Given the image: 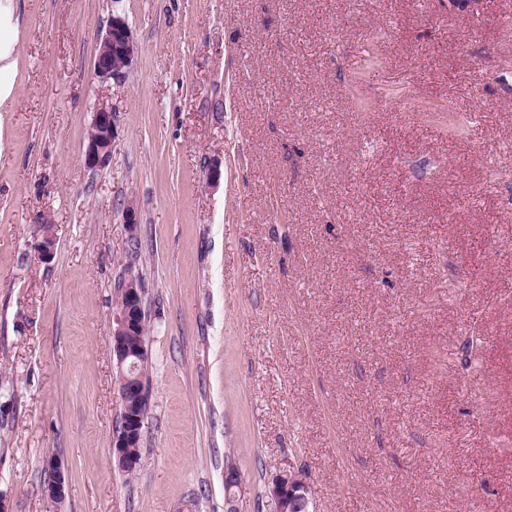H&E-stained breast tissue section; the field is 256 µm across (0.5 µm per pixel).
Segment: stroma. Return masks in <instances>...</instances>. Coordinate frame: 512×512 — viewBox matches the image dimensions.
Returning a JSON list of instances; mask_svg holds the SVG:
<instances>
[{"instance_id":"stroma-1","label":"stroma","mask_w":512,"mask_h":512,"mask_svg":"<svg viewBox=\"0 0 512 512\" xmlns=\"http://www.w3.org/2000/svg\"><path fill=\"white\" fill-rule=\"evenodd\" d=\"M18 10L21 100L0 112L7 512H225L229 458L240 512H273L289 467L315 512H512V0ZM116 14L138 44L119 84L93 74ZM104 98L112 159L92 169ZM130 272L150 361L132 478L112 456L107 339ZM115 119L111 107L104 103L98 104L89 128L85 150V164L89 168L103 167L110 162ZM45 467L51 474V480L46 490L47 499L56 507V510H58V507L61 506L66 497L64 467L60 460L52 457L46 461Z\"/></svg>"}]
</instances>
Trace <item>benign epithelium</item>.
<instances>
[{
  "label": "benign epithelium",
  "instance_id": "benign-epithelium-1",
  "mask_svg": "<svg viewBox=\"0 0 512 512\" xmlns=\"http://www.w3.org/2000/svg\"><path fill=\"white\" fill-rule=\"evenodd\" d=\"M137 53V43L126 21L115 15L101 36L94 60L93 74L102 82L125 80L132 60ZM115 131V113L104 103L98 104L87 136L85 164L90 168L103 167L112 158ZM120 298L112 311L109 328V345L116 371L121 376L119 392V419L112 438V455L118 468L134 471L141 468L142 459L131 449L139 446L142 434L140 411L148 405V385L143 369L148 362V350L136 346L127 337L145 333V313L140 279L130 273L120 283ZM51 474L47 485V499L58 508L66 497V477L60 460L49 458L45 463ZM224 489L228 508L238 512L236 502L243 490L241 473H224ZM274 505V512H300L308 509L313 501V486L300 472L284 470L275 475L266 489Z\"/></svg>",
  "mask_w": 512,
  "mask_h": 512
}]
</instances>
